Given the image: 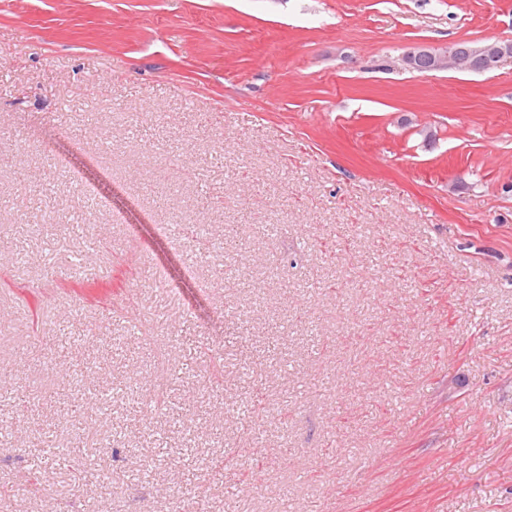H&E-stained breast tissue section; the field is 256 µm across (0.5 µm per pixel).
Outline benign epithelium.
<instances>
[{
	"label": "benign epithelium",
	"instance_id": "1",
	"mask_svg": "<svg viewBox=\"0 0 512 512\" xmlns=\"http://www.w3.org/2000/svg\"><path fill=\"white\" fill-rule=\"evenodd\" d=\"M505 57L512 58V42L495 39L474 46L412 43L402 49L400 60L406 69L430 75L449 70L491 72Z\"/></svg>",
	"mask_w": 512,
	"mask_h": 512
}]
</instances>
